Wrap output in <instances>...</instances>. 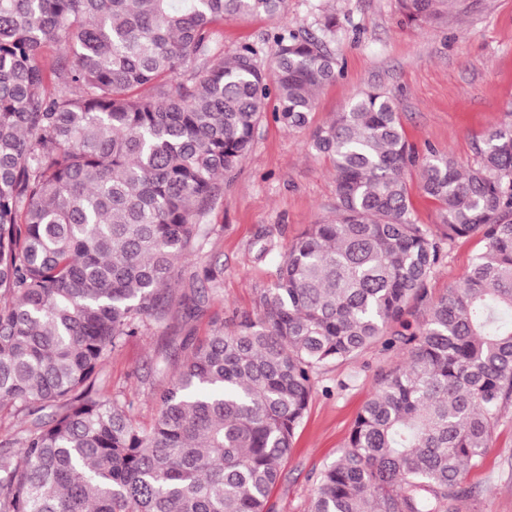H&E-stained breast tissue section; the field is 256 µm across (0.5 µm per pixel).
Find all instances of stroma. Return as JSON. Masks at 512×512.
<instances>
[{
  "label": "stroma",
  "instance_id": "1",
  "mask_svg": "<svg viewBox=\"0 0 512 512\" xmlns=\"http://www.w3.org/2000/svg\"><path fill=\"white\" fill-rule=\"evenodd\" d=\"M324 14L339 22L331 48L340 76L317 91L305 127L285 126L264 112L251 151L224 177L204 219L207 243L178 264L175 294L200 287L208 267L217 274L216 292L195 318L175 306L164 320L148 321L101 372L114 395L133 401L132 417L141 427L153 422L154 394L180 364L181 339H201L232 316L257 314L258 293L270 287L287 244L309 225L335 217L332 162L312 149V137L358 93L378 89L394 98L405 138L422 158L434 152L473 163L476 138L512 120V0H465L435 23L408 21L397 0H288L287 10L274 17L225 20L215 51L228 57L250 43L268 62L275 49L271 33L316 32ZM266 243L272 250L263 257L259 248ZM482 247L478 233L447 246L429 280L430 295L456 284ZM403 360L402 353L375 346L320 372L270 496L274 512H309L316 480L339 456L378 374ZM463 484L472 496L457 502L458 512H512V412Z\"/></svg>",
  "mask_w": 512,
  "mask_h": 512
}]
</instances>
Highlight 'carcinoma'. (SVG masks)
<instances>
[{"label": "carcinoma", "instance_id": "cac0c4a2", "mask_svg": "<svg viewBox=\"0 0 512 512\" xmlns=\"http://www.w3.org/2000/svg\"><path fill=\"white\" fill-rule=\"evenodd\" d=\"M286 0H0V411L32 417L0 445V512H272L317 375L380 344L381 374L310 512H453L512 409V121L477 160L420 165L440 232L411 217L416 165L395 102L356 97L314 135L336 218L292 241L261 313L179 344L183 361L137 427L100 382L126 338L160 319L179 260L201 247L219 180L250 152L266 100L302 128L336 79L319 34L212 54L224 18ZM434 22L453 0H399ZM481 253L437 298L444 245ZM181 296L194 318L217 288Z\"/></svg>", "mask_w": 512, "mask_h": 512}]
</instances>
